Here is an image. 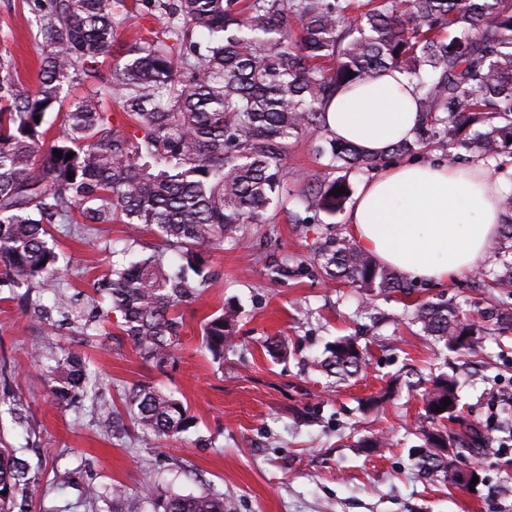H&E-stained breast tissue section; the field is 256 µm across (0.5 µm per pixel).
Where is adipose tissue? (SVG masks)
Instances as JSON below:
<instances>
[{"label":"adipose tissue","mask_w":512,"mask_h":512,"mask_svg":"<svg viewBox=\"0 0 512 512\" xmlns=\"http://www.w3.org/2000/svg\"><path fill=\"white\" fill-rule=\"evenodd\" d=\"M326 121L335 137L380 155L413 138L422 114L413 87L391 70L340 91ZM501 190L500 178L480 162L388 166L357 194L348 234L406 278L448 281L494 249Z\"/></svg>","instance_id":"1"}]
</instances>
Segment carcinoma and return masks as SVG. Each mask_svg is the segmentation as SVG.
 Here are the masks:
<instances>
[{"mask_svg": "<svg viewBox=\"0 0 512 512\" xmlns=\"http://www.w3.org/2000/svg\"><path fill=\"white\" fill-rule=\"evenodd\" d=\"M125 0H37L32 8L42 55L39 84L24 89L12 60L0 54V289L24 300L53 282L59 255L47 227L110 224L130 227L132 241L147 230L180 251L112 263L98 284L111 312L147 360H164L178 345L173 308L194 302L209 273L203 250L236 241L245 224H265L282 210L288 183L300 184L302 207L290 211L308 224L309 211L334 216L353 190L347 169H375L388 157L413 154L436 141L494 158L512 155V0H154L150 16L167 17L164 37L146 38L101 73ZM202 29L207 38L192 40ZM396 69L414 85L423 112L413 140L381 157L362 154L328 135L312 151L329 156L327 172L299 179L283 164L288 140L326 129L324 105L346 84ZM65 82L90 92L74 100L52 137L35 116L62 105ZM122 100L134 122L112 128L101 91ZM483 131L462 137L469 125ZM62 151L57 156L54 150ZM72 159H66L68 153ZM345 187L337 196L332 190ZM323 276L375 297L410 294L406 279L344 237L329 234L312 248ZM501 297L478 322L446 303L417 305L420 332L452 351L475 350L485 336L512 326V258L486 273ZM233 306L204 323L203 344L215 357L231 344ZM320 366L341 379L364 365L355 339L339 336ZM53 392L71 403L96 400V382L79 355L65 351L52 371ZM429 426L420 430V470L455 485L456 457L483 443L440 426L457 419L458 383L436 375L415 385ZM452 404L436 412L444 398ZM136 424L158 438L188 430L184 404L148 386L125 395ZM16 448H0V512H30L27 463ZM114 512H143L151 494L110 490ZM161 512H224V498L171 496Z\"/></svg>", "mask_w": 512, "mask_h": 512, "instance_id": "1", "label": "carcinoma"}]
</instances>
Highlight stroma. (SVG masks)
<instances>
[{
	"mask_svg": "<svg viewBox=\"0 0 512 512\" xmlns=\"http://www.w3.org/2000/svg\"><path fill=\"white\" fill-rule=\"evenodd\" d=\"M32 5L0 0V52L12 56L29 89L38 83L42 52L26 22ZM331 228L346 234V213L325 226L294 224L277 211L271 223L247 225L243 241L208 250L214 277L197 300L175 308L180 342L159 365L141 358L117 322L84 336L79 322L58 314L42 321L35 308L58 297L77 315L108 310L109 297L94 283L112 262L128 251L145 257L161 250L175 261L177 249L150 232L129 245L119 222L85 235L52 225L59 291L34 288L25 301L0 296V403L27 411L21 427L0 415V442L21 449L28 463L32 512H112L116 483L132 495L217 494L224 512H512V496L500 492L503 481L512 482V329L460 356L418 336L413 322V301L445 302L471 317L494 302V290L468 271L444 283H413L405 299L394 293L366 304L358 289L325 281L312 260L314 242ZM230 305L240 311L235 342L216 360L202 346L203 324ZM339 336L357 337L366 359L345 380L319 365ZM272 337L287 339L286 357L266 351ZM63 348L97 374L99 401H55L46 373ZM441 372L459 382L456 430L473 425L488 438L459 461L479 472L472 490L426 479L417 464L424 410L408 383ZM133 385L181 400L192 427L162 440L134 425L107 433L105 420L124 413ZM378 393L386 394L384 404L363 411L361 399ZM370 432L385 434L388 447H357ZM64 470L73 475L66 487L55 481ZM89 485L100 498L86 499Z\"/></svg>",
	"mask_w": 512,
	"mask_h": 512,
	"instance_id": "1",
	"label": "stroma"
}]
</instances>
